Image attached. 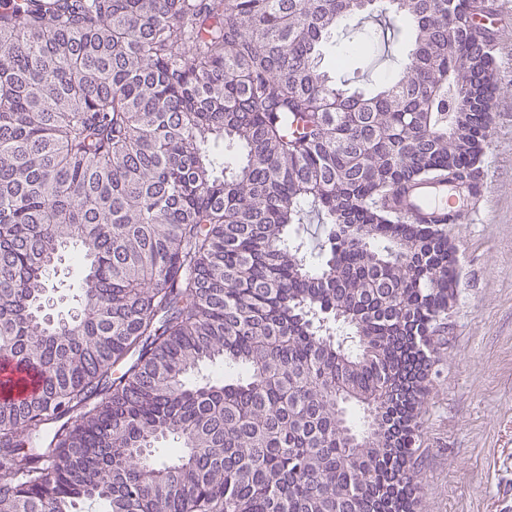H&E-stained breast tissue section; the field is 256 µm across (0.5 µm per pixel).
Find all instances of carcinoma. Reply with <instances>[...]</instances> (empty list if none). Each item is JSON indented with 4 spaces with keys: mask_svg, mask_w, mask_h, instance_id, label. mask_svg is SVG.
Instances as JSON below:
<instances>
[{
    "mask_svg": "<svg viewBox=\"0 0 512 512\" xmlns=\"http://www.w3.org/2000/svg\"><path fill=\"white\" fill-rule=\"evenodd\" d=\"M351 2L0 0V512H417L459 273L395 200L474 182L495 3L379 9L365 93L320 68ZM358 19L346 20L336 30V35L327 42L324 48L322 65L335 69L338 58L348 60V70L357 68V82L354 86L365 92H372L383 80L400 76L402 62L408 46L407 30L398 23L399 31L389 30L384 24L374 19H367L356 30L352 31ZM361 35L369 40L372 47L367 56L350 55L352 36ZM59 276L54 282V286H57V290L49 291V295L51 296V302L50 305H53L51 310L49 311L54 317L57 316V314H66L68 309L71 308V303L65 295L67 294V288L69 285H71L74 288H77L79 285V270L73 267L71 264V261L69 260L68 256H65V259L62 261V263L59 265ZM58 280L64 281L63 283L65 285H59Z\"/></svg>",
    "mask_w": 512,
    "mask_h": 512,
    "instance_id": "obj_1",
    "label": "carcinoma"
}]
</instances>
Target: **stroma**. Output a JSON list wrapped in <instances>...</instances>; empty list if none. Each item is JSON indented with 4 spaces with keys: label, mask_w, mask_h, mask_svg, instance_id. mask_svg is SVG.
Listing matches in <instances>:
<instances>
[{
    "label": "stroma",
    "mask_w": 512,
    "mask_h": 512,
    "mask_svg": "<svg viewBox=\"0 0 512 512\" xmlns=\"http://www.w3.org/2000/svg\"><path fill=\"white\" fill-rule=\"evenodd\" d=\"M497 6L501 89L478 163L487 194L448 227L460 283L423 418L421 512H512V0ZM356 34L369 40L367 56L351 54ZM407 46L406 29L347 20L322 64L346 58L370 92L401 75Z\"/></svg>",
    "instance_id": "1"
}]
</instances>
